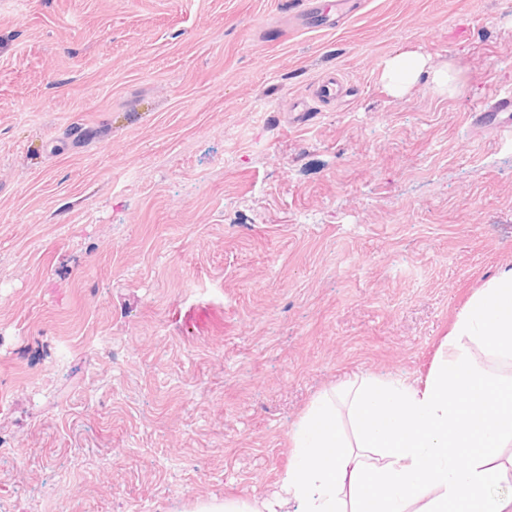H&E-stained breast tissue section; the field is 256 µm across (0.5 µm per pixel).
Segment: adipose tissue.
Instances as JSON below:
<instances>
[{
    "label": "adipose tissue",
    "mask_w": 512,
    "mask_h": 512,
    "mask_svg": "<svg viewBox=\"0 0 512 512\" xmlns=\"http://www.w3.org/2000/svg\"><path fill=\"white\" fill-rule=\"evenodd\" d=\"M424 75L447 90V68L405 49L382 79L399 97ZM292 446L273 499L199 512H512V495L490 494L512 475V269L472 295L423 380L362 376L318 395Z\"/></svg>",
    "instance_id": "1"
}]
</instances>
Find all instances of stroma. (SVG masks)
Returning <instances> with one entry per match:
<instances>
[{
	"label": "stroma",
	"instance_id": "obj_1",
	"mask_svg": "<svg viewBox=\"0 0 512 512\" xmlns=\"http://www.w3.org/2000/svg\"><path fill=\"white\" fill-rule=\"evenodd\" d=\"M296 3L0 0V512L271 498L317 395L421 380L512 268V0ZM405 49L451 90L388 94ZM354 0H336L332 3L323 0H303L297 20L305 26L326 27L334 23L337 14H344L354 10ZM344 77L337 71L324 74L317 82L315 98L319 100H336L340 96ZM476 120L485 124L487 118L492 117L490 125L497 131H504L509 128V114L512 112L511 96H492L491 98L480 102L474 110Z\"/></svg>",
	"mask_w": 512,
	"mask_h": 512
}]
</instances>
